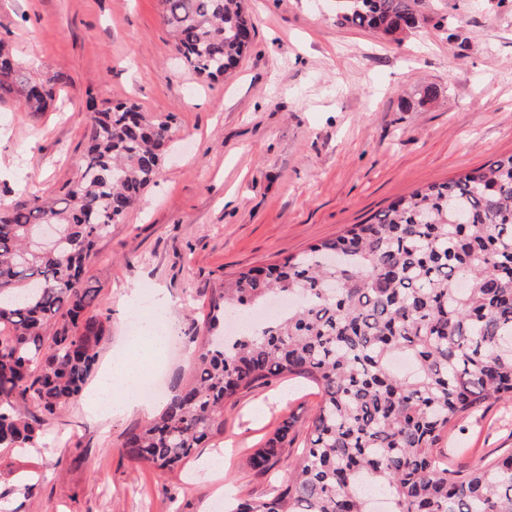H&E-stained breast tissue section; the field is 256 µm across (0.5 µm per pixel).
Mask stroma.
<instances>
[{"mask_svg": "<svg viewBox=\"0 0 512 512\" xmlns=\"http://www.w3.org/2000/svg\"><path fill=\"white\" fill-rule=\"evenodd\" d=\"M255 24L227 78H200L177 58L158 0H0V41L35 78L65 75L47 111L0 103V205L75 179L89 102L174 114L162 176L85 264L100 289L106 368L151 289L172 303L170 339L151 398L159 410L190 373L212 288L331 239L418 186L512 154V0H429L434 24L401 44L336 24V0H245ZM434 98H425L424 86ZM315 387L280 379L224 405V434L178 470L121 449L150 411L101 417L77 398L33 448H0V512H211L232 490L260 501L270 474L241 457L284 420L304 423ZM468 469L512 453V403L496 402L447 433ZM223 450L219 475L200 477Z\"/></svg>", "mask_w": 512, "mask_h": 512, "instance_id": "35a3bbf8", "label": "stroma"}]
</instances>
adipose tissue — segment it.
<instances>
[{"label":"adipose tissue","mask_w":512,"mask_h":512,"mask_svg":"<svg viewBox=\"0 0 512 512\" xmlns=\"http://www.w3.org/2000/svg\"><path fill=\"white\" fill-rule=\"evenodd\" d=\"M125 352L113 360L86 400L89 410L113 416L146 409L138 397L144 381L164 358L168 340L144 327L141 334L124 339Z\"/></svg>","instance_id":"ef3b65f1"}]
</instances>
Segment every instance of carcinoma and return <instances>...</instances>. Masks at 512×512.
Listing matches in <instances>:
<instances>
[{
    "instance_id": "cac0c4a2",
    "label": "carcinoma",
    "mask_w": 512,
    "mask_h": 512,
    "mask_svg": "<svg viewBox=\"0 0 512 512\" xmlns=\"http://www.w3.org/2000/svg\"><path fill=\"white\" fill-rule=\"evenodd\" d=\"M184 65L233 70L254 25L244 0H159ZM432 21L426 0H347L338 22L392 41ZM62 76L32 81L0 41V95L43 112ZM172 116L117 103L94 110L78 177L0 208V447L32 448L95 372L105 325L84 273L106 237L160 177ZM59 236L44 240L41 227ZM274 296L288 314L235 335L232 312ZM191 372L158 417L128 432L127 456L181 467L224 433V403L275 378L313 384L320 402L293 453L283 422L245 465L295 455L261 502L227 512H512V453L467 470L441 448L458 422L512 402V154L424 184L343 234L214 290ZM35 408L39 415L23 410Z\"/></svg>"
}]
</instances>
